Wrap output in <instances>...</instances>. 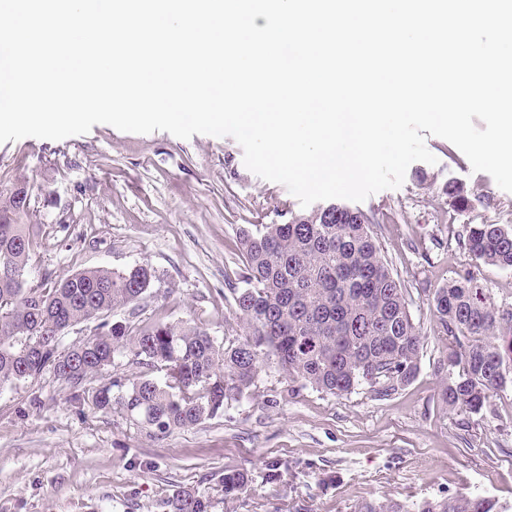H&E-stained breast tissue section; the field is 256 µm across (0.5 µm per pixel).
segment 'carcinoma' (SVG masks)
I'll return each instance as SVG.
<instances>
[{"label": "carcinoma", "mask_w": 512, "mask_h": 512, "mask_svg": "<svg viewBox=\"0 0 512 512\" xmlns=\"http://www.w3.org/2000/svg\"><path fill=\"white\" fill-rule=\"evenodd\" d=\"M27 188L0 201V388L51 372L70 389V401L120 413L164 434L224 414L254 386L274 359L288 379L332 395L369 387L388 395L419 368L422 336L405 289L394 278L359 213L330 203L283 224L240 228L242 288H232L235 313L247 336L225 344L196 323H160L135 331L108 321L112 310L147 298L156 271L139 262L115 272L97 267L65 277L28 280L27 261L38 236L22 217ZM468 250L482 262L512 270V228L469 224ZM437 332L449 339L438 361L443 403L478 414L490 397L512 388V312L495 307L469 276L435 291ZM97 333L66 350L59 337L90 320ZM130 355L146 373L135 380L104 377L116 358ZM245 470L224 474V496L248 490ZM163 512H211V498L181 487L161 500ZM356 512H512L482 495L365 503Z\"/></svg>", "instance_id": "obj_1"}]
</instances>
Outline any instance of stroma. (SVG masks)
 <instances>
[{
  "label": "stroma",
  "mask_w": 512,
  "mask_h": 512,
  "mask_svg": "<svg viewBox=\"0 0 512 512\" xmlns=\"http://www.w3.org/2000/svg\"><path fill=\"white\" fill-rule=\"evenodd\" d=\"M436 164L412 163L403 184L359 202L423 337L416 377L390 395L363 387L334 396L289 391L268 362L249 397L223 416L154 436L138 421L85 408L52 374L0 388V512H161L173 489L195 486L214 512H356L365 502L404 504L479 493L512 503V389L480 414L446 408L434 366V292L476 278L495 307L512 309V271L477 260L460 243L470 224L512 227V193L472 171L449 141L426 136ZM464 189L465 202L445 194ZM28 184L25 223L41 228L28 257L31 282L149 263L157 278L139 307L110 323L194 321L218 340L244 336L231 288L242 264L238 229L287 222L298 199L243 163L229 136L180 139L106 124L63 140L0 143V200ZM40 408H32L30 399ZM280 477L268 479L270 465ZM247 469L251 491L228 499L225 472Z\"/></svg>",
  "instance_id": "35a3bbf8"
}]
</instances>
